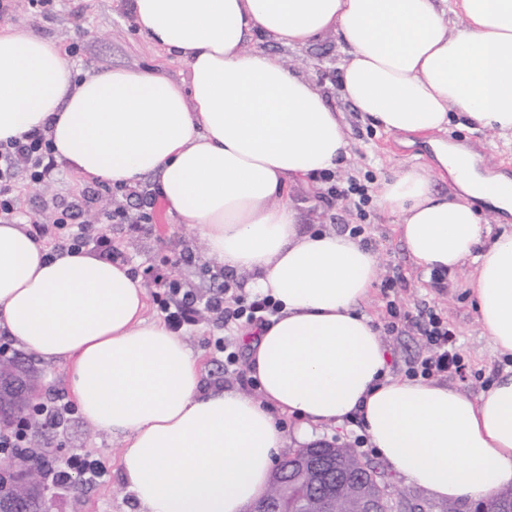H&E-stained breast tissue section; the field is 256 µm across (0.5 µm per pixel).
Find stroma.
Segmentation results:
<instances>
[{
  "label": "stroma",
  "mask_w": 512,
  "mask_h": 512,
  "mask_svg": "<svg viewBox=\"0 0 512 512\" xmlns=\"http://www.w3.org/2000/svg\"><path fill=\"white\" fill-rule=\"evenodd\" d=\"M130 3L131 0H54L52 6L42 9L32 6L29 0H17L11 14L0 16V29L11 26L30 30L55 41L64 51H68L71 43H78L80 49L71 54L70 60L75 70L82 73L112 68L153 69L176 81L187 79L188 67L183 60L155 46L139 32ZM251 46L281 57L289 68L321 87L329 101L342 112L351 151L349 158L336 169L337 179L344 182L353 177L361 181L369 176L378 182L419 163L427 167L435 191L454 194L448 174L438 171L432 154L422 153L420 136L385 134L341 100L339 63L343 54L335 35H326L302 48H289L259 38L252 41ZM437 137L446 143L477 147L484 156L483 168L490 173L495 172L498 162L512 160V149L502 146L498 134L474 131L455 120L446 130L438 132ZM154 186V177L147 176L136 188L109 191L61 163L53 180L42 184L23 180L17 192L23 211L31 219L43 220L53 204L84 199L89 200L88 210L92 213L107 207L123 208L133 214L137 211V193L152 190ZM323 192V185L300 180L290 181L286 186L302 229L317 227L345 233L353 225H364L361 240L376 254L381 279L395 282L390 297H383L380 288L374 287L360 306L379 332L387 351L390 375L404 376L407 362L427 352L417 324H407L397 333L387 331L385 304L390 298L401 308L413 312L431 307L454 330L468 369L462 377L441 375V382L475 398L502 373L512 369V357L492 354L478 322L468 287L473 264L464 265L442 280H434L431 272L414 263L395 224L377 204H369L361 214L351 204L324 200ZM112 237L135 274L154 267L171 272L196 295L206 296L212 292L214 283L207 270L214 267L215 262L207 256L202 238L168 216L162 203H155L150 223L140 225L135 231L126 224L113 225ZM241 328V323H225L223 318L209 311L179 329V336L198 358L205 386H227L251 392L247 372L235 373L224 367L225 349L240 348L237 333ZM313 437L348 444L362 440L360 456L387 474L395 493L420 499L429 512H443L445 501L433 499L422 487L391 474L389 465L375 448L365 444L366 434L360 419L347 421L341 427L314 430ZM45 444L60 449L63 458L79 453L100 461L106 468L103 477L83 482L76 492L59 497L55 512H136V504L125 488L119 466L122 440L94 428L76 411L61 427L47 434Z\"/></svg>",
  "instance_id": "stroma-1"
}]
</instances>
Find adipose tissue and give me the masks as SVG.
I'll list each match as a JSON object with an SVG mask.
<instances>
[{
    "label": "adipose tissue",
    "instance_id": "ef3b65f1",
    "mask_svg": "<svg viewBox=\"0 0 512 512\" xmlns=\"http://www.w3.org/2000/svg\"><path fill=\"white\" fill-rule=\"evenodd\" d=\"M132 10L142 34L184 60L187 80L124 68L79 79L51 40L0 30V141L36 130L87 179L154 176L208 256L248 272L245 290L279 308L239 333L255 393L208 388L182 337L145 318L129 265L51 252L0 223V333L68 364L85 420L124 443L137 512H244L288 441L280 413L301 417L300 441L360 418L392 470L440 500L511 485L512 374L475 399L389 376L359 310L380 274L376 255L347 233L302 231L285 193L287 181L348 157L343 115L249 43L259 33L297 48L336 34L341 93L382 131L429 134L454 112L512 147V0H132ZM437 158L455 197L411 167L377 185L376 203L417 265L475 264L478 321L494 352L512 356V229L488 235L470 204L512 213V182L493 192L499 177L449 144Z\"/></svg>",
    "mask_w": 512,
    "mask_h": 512
}]
</instances>
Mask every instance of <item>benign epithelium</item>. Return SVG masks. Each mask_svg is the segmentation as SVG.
Instances as JSON below:
<instances>
[{
  "label": "benign epithelium",
  "mask_w": 512,
  "mask_h": 512,
  "mask_svg": "<svg viewBox=\"0 0 512 512\" xmlns=\"http://www.w3.org/2000/svg\"><path fill=\"white\" fill-rule=\"evenodd\" d=\"M6 391L34 397L38 387L14 369L0 373V396ZM336 447L334 441L317 440L295 450L287 463L272 472L269 489L249 512H282V491L294 480L307 488L292 512H339L341 492L357 488L364 480L370 488L359 492V512H425L420 502L394 496L371 465L348 463L336 456ZM7 455V451L0 454V512H20L19 505L34 488L41 492L40 512H52L61 486L54 482L49 468L37 462L20 471L6 460Z\"/></svg>",
  "instance_id": "obj_1"
}]
</instances>
